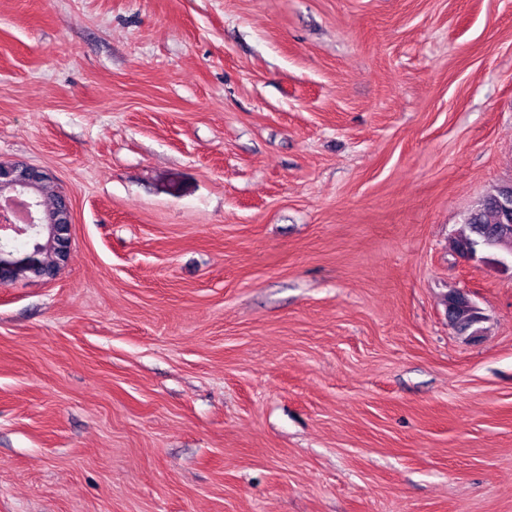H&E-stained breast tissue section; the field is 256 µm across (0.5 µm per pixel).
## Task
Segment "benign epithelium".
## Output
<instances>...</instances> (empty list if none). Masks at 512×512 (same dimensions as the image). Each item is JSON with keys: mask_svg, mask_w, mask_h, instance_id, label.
I'll list each match as a JSON object with an SVG mask.
<instances>
[{"mask_svg": "<svg viewBox=\"0 0 512 512\" xmlns=\"http://www.w3.org/2000/svg\"><path fill=\"white\" fill-rule=\"evenodd\" d=\"M48 175L41 170L16 163H0V285L13 283L12 271L21 262L37 266L40 250L18 252L14 242L23 236L38 243L52 244L61 230L72 233V214L68 201L53 215L42 213L32 193ZM20 209L24 224L7 220L6 210Z\"/></svg>", "mask_w": 512, "mask_h": 512, "instance_id": "7a95c632", "label": "benign epithelium"}]
</instances>
